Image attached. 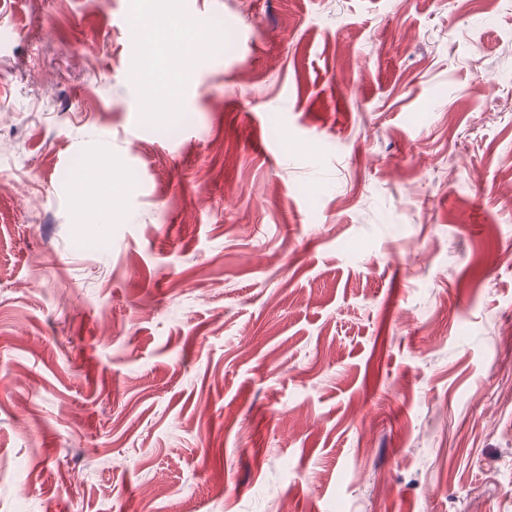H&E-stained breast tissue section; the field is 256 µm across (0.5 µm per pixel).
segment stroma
<instances>
[{
  "label": "stroma",
  "instance_id": "stroma-1",
  "mask_svg": "<svg viewBox=\"0 0 512 512\" xmlns=\"http://www.w3.org/2000/svg\"><path fill=\"white\" fill-rule=\"evenodd\" d=\"M511 179L512 0H8L0 512H512Z\"/></svg>",
  "mask_w": 512,
  "mask_h": 512
}]
</instances>
